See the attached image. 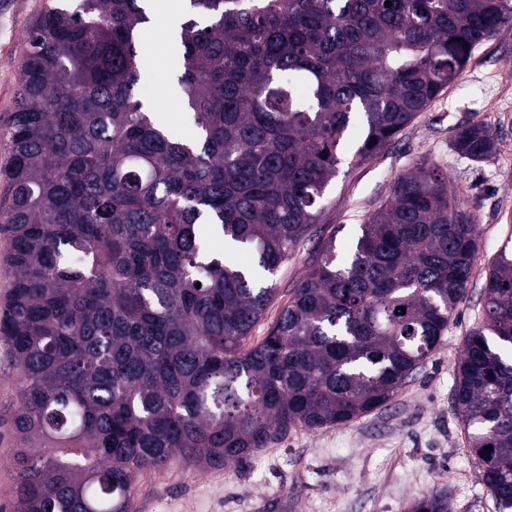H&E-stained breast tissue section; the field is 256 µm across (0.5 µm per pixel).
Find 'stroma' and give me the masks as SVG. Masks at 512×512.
I'll list each match as a JSON object with an SVG mask.
<instances>
[{"instance_id":"1","label":"stroma","mask_w":512,"mask_h":512,"mask_svg":"<svg viewBox=\"0 0 512 512\" xmlns=\"http://www.w3.org/2000/svg\"><path fill=\"white\" fill-rule=\"evenodd\" d=\"M48 3L10 0L0 9V173L10 163L6 131L28 50L27 32ZM142 41L152 65L142 89L173 133L192 139L188 114L163 94L174 84L171 60L179 44L161 25L143 32ZM477 123L497 143L495 154L480 162L452 148L457 129ZM423 159L460 185L478 225L479 251L468 294L442 347L392 402L349 424L293 432L221 470L177 461L163 472L138 476L131 512H408L414 499L436 489L447 491L453 512H497L468 451L453 390L457 356L482 319L489 268L512 240V24L480 44L457 81L377 157L352 168L341 166L311 239L279 273L275 300L250 341L259 343L267 335L319 243L332 237L337 251H345L394 177ZM17 390L16 371L0 343V506L13 496V456L22 445L9 415Z\"/></svg>"}]
</instances>
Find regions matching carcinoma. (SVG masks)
Returning <instances> with one entry per match:
<instances>
[{
	"mask_svg": "<svg viewBox=\"0 0 512 512\" xmlns=\"http://www.w3.org/2000/svg\"><path fill=\"white\" fill-rule=\"evenodd\" d=\"M189 3L174 73L192 140L143 101L147 0H74L28 31L0 212L11 241L0 341L19 376L23 445L10 512H130L144 471L219 469L299 429L351 423L395 398L468 293L475 219L423 160L397 175L344 259L324 242L249 344L319 221L345 135L363 130L353 162L378 156L512 22V0ZM453 146L473 161L496 150L481 124ZM207 234L251 263L208 253ZM454 396L483 483L512 509L505 250ZM408 512L452 508L436 490Z\"/></svg>",
	"mask_w": 512,
	"mask_h": 512,
	"instance_id": "cac0c4a2",
	"label": "carcinoma"
}]
</instances>
